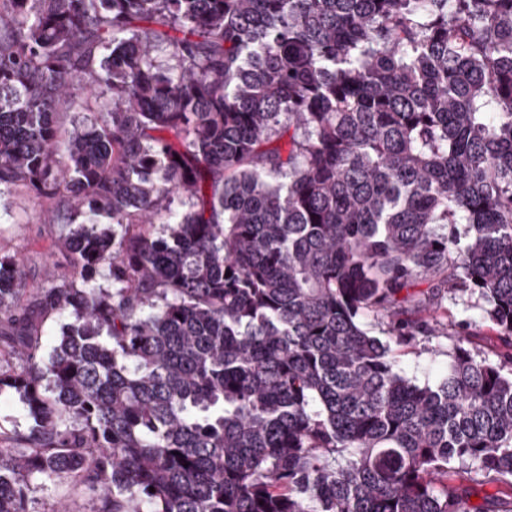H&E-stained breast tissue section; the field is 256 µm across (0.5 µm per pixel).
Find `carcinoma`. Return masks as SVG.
<instances>
[{
  "label": "carcinoma",
  "instance_id": "1",
  "mask_svg": "<svg viewBox=\"0 0 512 512\" xmlns=\"http://www.w3.org/2000/svg\"><path fill=\"white\" fill-rule=\"evenodd\" d=\"M2 185L53 204L68 270L20 307L0 255V391L29 418L0 512L64 483L92 512L512 490V0H0ZM467 290L505 350L463 328L416 384L400 314Z\"/></svg>",
  "mask_w": 512,
  "mask_h": 512
}]
</instances>
